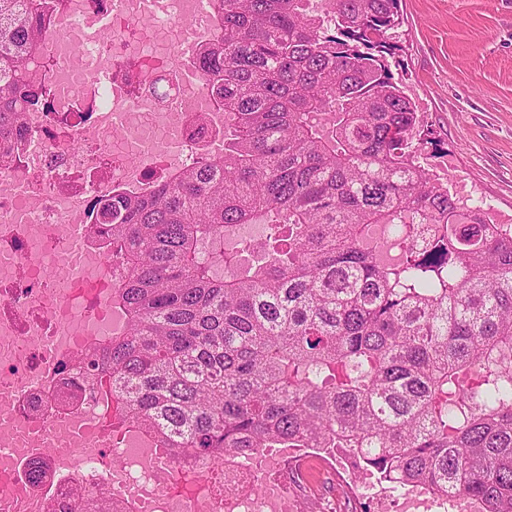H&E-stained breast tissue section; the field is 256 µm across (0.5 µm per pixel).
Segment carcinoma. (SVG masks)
Wrapping results in <instances>:
<instances>
[{"label": "carcinoma", "mask_w": 512, "mask_h": 512, "mask_svg": "<svg viewBox=\"0 0 512 512\" xmlns=\"http://www.w3.org/2000/svg\"><path fill=\"white\" fill-rule=\"evenodd\" d=\"M58 2L0 0L1 169L42 106ZM211 7L224 153L94 207L125 328L82 380L175 458L345 448L396 487L512 512V224L420 164L437 142L391 69L401 0ZM242 224L270 230L245 273L224 251Z\"/></svg>", "instance_id": "cac0c4a2"}]
</instances>
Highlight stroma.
<instances>
[{"instance_id":"obj_1","label":"stroma","mask_w":512,"mask_h":512,"mask_svg":"<svg viewBox=\"0 0 512 512\" xmlns=\"http://www.w3.org/2000/svg\"><path fill=\"white\" fill-rule=\"evenodd\" d=\"M400 30L406 94L432 126L444 157L424 165L467 187L472 205L498 222L512 219V0H402ZM346 451L313 465L302 458L288 481L309 512H360L363 505L397 512L403 490L378 474L354 479Z\"/></svg>"}]
</instances>
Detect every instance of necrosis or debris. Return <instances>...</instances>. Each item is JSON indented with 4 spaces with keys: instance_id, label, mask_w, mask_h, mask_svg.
I'll list each match as a JSON object with an SVG mask.
<instances>
[{
    "instance_id": "necrosis-or-debris-1",
    "label": "necrosis or debris",
    "mask_w": 512,
    "mask_h": 512,
    "mask_svg": "<svg viewBox=\"0 0 512 512\" xmlns=\"http://www.w3.org/2000/svg\"><path fill=\"white\" fill-rule=\"evenodd\" d=\"M172 2L164 24L145 27L135 17L145 0H131L125 13L115 12V0H60L48 24L46 64L37 79L49 106L26 113L27 149L17 168L0 172V235H12L0 243V384L11 391L0 417L19 436L16 448L0 457V512H14L8 490L19 468L37 462L48 479L27 482L26 490L39 499L64 502L82 490L113 512H190L195 504L203 512H300L284 454L269 461L263 480L236 457L225 458L212 475L192 459L160 462L154 443L131 429L111 447L84 449L78 466L65 469L21 439L28 429L47 431L72 419L92 433L112 429L111 397L59 370L123 324L110 301L112 263L86 242L92 203L129 188L126 159L140 157V177L149 184L201 154H218L224 141L212 112L171 109L176 100L210 96L205 79L191 83L171 68L185 38L178 18L193 0ZM73 14L87 21L112 16L102 46L115 71L111 86L98 85L83 68L75 50L81 33L66 25ZM116 89L135 93L123 139L106 120ZM172 133L181 152L170 168L162 143Z\"/></svg>"
}]
</instances>
